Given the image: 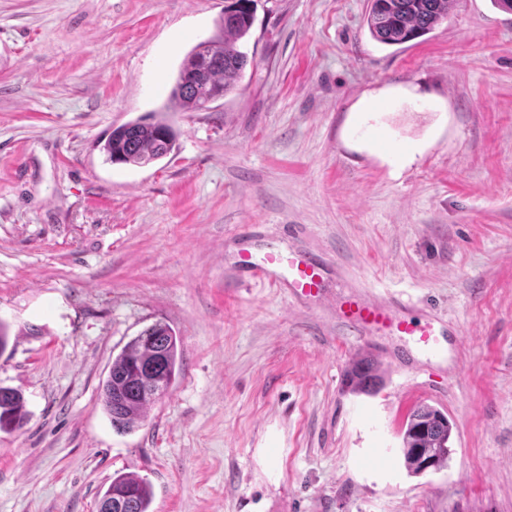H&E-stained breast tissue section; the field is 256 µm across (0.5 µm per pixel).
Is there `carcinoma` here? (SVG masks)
<instances>
[{"label":"carcinoma","instance_id":"obj_1","mask_svg":"<svg viewBox=\"0 0 512 512\" xmlns=\"http://www.w3.org/2000/svg\"><path fill=\"white\" fill-rule=\"evenodd\" d=\"M454 0H369L366 25L370 35L386 45L420 38L448 19ZM254 22L253 0H229L218 33L194 45L183 57L164 111L120 125L100 145L111 163L148 166L171 154L178 132L166 112H197L236 91L248 62L240 42ZM180 353L172 328L157 322L132 337L112 360L102 383L101 402L112 427L131 431L144 419L148 407L164 396L179 372ZM344 385L352 394L373 395L383 386L378 364L364 357L347 370ZM26 416L21 393L0 387V431L23 425ZM453 425L448 415L420 405L407 418L402 436L406 470L414 475L426 468L447 465ZM150 483L138 476L112 479L99 504H112V512H150Z\"/></svg>","mask_w":512,"mask_h":512}]
</instances>
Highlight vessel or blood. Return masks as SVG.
<instances>
[{"mask_svg":"<svg viewBox=\"0 0 512 512\" xmlns=\"http://www.w3.org/2000/svg\"><path fill=\"white\" fill-rule=\"evenodd\" d=\"M238 271L244 278L287 289L298 298L320 302L326 297V269L321 261L305 253L295 254L284 266L273 255L265 262H253L249 251L245 250L240 254ZM336 323L351 334L409 337L422 351L434 354L439 350L440 319L421 321L387 302L367 296L341 297L336 303Z\"/></svg>","mask_w":512,"mask_h":512,"instance_id":"obj_1","label":"vessel or blood"}]
</instances>
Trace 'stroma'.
Segmentation results:
<instances>
[{
	"instance_id": "stroma-1",
	"label": "stroma",
	"mask_w": 512,
	"mask_h": 512,
	"mask_svg": "<svg viewBox=\"0 0 512 512\" xmlns=\"http://www.w3.org/2000/svg\"><path fill=\"white\" fill-rule=\"evenodd\" d=\"M368 0H256L235 92L171 112L178 147L106 162L162 110L224 0H0V512H97L113 476L152 512H512V12L455 0L402 45ZM325 262L327 294L239 281L242 249ZM356 293L440 318L443 352L336 327ZM180 374L130 432L100 386L155 322ZM378 361L373 396L344 390ZM454 425L408 475L418 404ZM164 114L154 113L113 128L99 144L106 161L143 167L171 154L177 147L178 132ZM344 385L352 394L373 395L383 386V375L373 359L364 357L351 364ZM25 416V403L21 393L0 387V431L20 428Z\"/></svg>"
}]
</instances>
